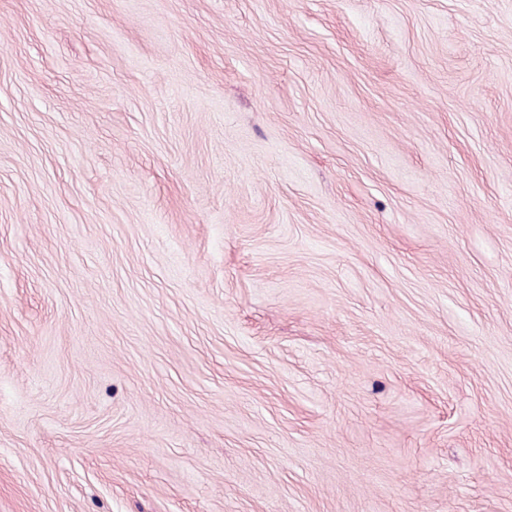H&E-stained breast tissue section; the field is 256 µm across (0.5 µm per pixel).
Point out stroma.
Instances as JSON below:
<instances>
[{
    "label": "stroma",
    "instance_id": "1",
    "mask_svg": "<svg viewBox=\"0 0 512 512\" xmlns=\"http://www.w3.org/2000/svg\"><path fill=\"white\" fill-rule=\"evenodd\" d=\"M0 512H512V0H0Z\"/></svg>",
    "mask_w": 512,
    "mask_h": 512
}]
</instances>
